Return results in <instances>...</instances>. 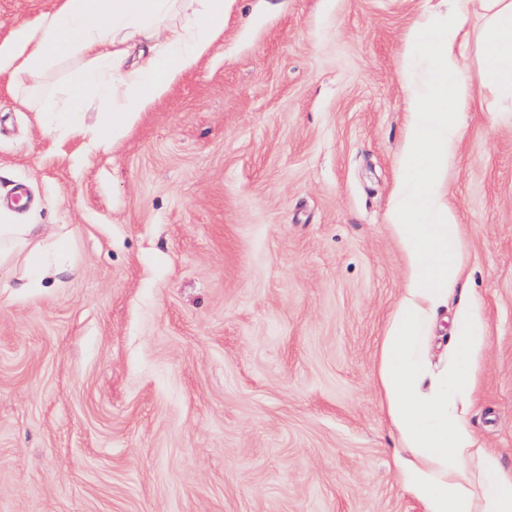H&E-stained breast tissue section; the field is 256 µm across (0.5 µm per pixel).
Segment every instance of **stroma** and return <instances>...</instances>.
<instances>
[{"label": "stroma", "mask_w": 512, "mask_h": 512, "mask_svg": "<svg viewBox=\"0 0 512 512\" xmlns=\"http://www.w3.org/2000/svg\"><path fill=\"white\" fill-rule=\"evenodd\" d=\"M60 0H0V41ZM441 0H225L224 34L110 149L0 77V202L71 233L0 277V512H421L377 395L407 270L387 220L407 34ZM473 91L449 174L489 325L469 424L512 473V104Z\"/></svg>", "instance_id": "35a3bbf8"}]
</instances>
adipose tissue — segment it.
<instances>
[{
  "instance_id": "obj_1",
  "label": "adipose tissue",
  "mask_w": 512,
  "mask_h": 512,
  "mask_svg": "<svg viewBox=\"0 0 512 512\" xmlns=\"http://www.w3.org/2000/svg\"><path fill=\"white\" fill-rule=\"evenodd\" d=\"M476 6L485 24L475 36L467 19ZM223 32L224 0H62L0 42V76L35 87L55 63L83 59L78 81L64 90L67 108L45 110L42 127L106 148ZM474 37L484 77L512 102V0H447L445 12L407 39L409 60L427 56L431 72L423 88L410 91L389 215L409 274L381 341L376 385L400 442L395 465L402 486L422 512H512V477L500 473L468 422L488 326L467 298H458L450 353L436 360L430 352L431 322L455 296L463 272L464 245L442 171L466 133L472 89L462 58ZM91 93L99 102L93 112L86 107ZM69 243L64 233L43 235L38 224H0V269L27 251L23 285L41 287L51 271L47 254L65 252Z\"/></svg>"
}]
</instances>
